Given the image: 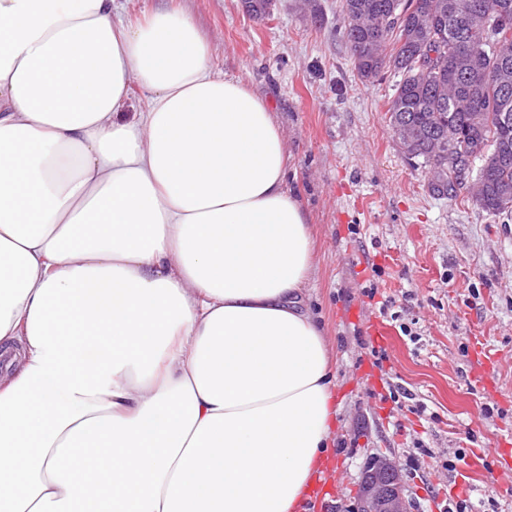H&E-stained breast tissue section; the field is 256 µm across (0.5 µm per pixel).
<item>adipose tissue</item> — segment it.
Returning <instances> with one entry per match:
<instances>
[{
	"label": "adipose tissue",
	"instance_id": "adipose-tissue-1",
	"mask_svg": "<svg viewBox=\"0 0 512 512\" xmlns=\"http://www.w3.org/2000/svg\"><path fill=\"white\" fill-rule=\"evenodd\" d=\"M287 162L184 11L0 0V512H299L339 405Z\"/></svg>",
	"mask_w": 512,
	"mask_h": 512
}]
</instances>
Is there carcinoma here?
Here are the masks:
<instances>
[{
	"label": "carcinoma",
	"mask_w": 512,
	"mask_h": 512,
	"mask_svg": "<svg viewBox=\"0 0 512 512\" xmlns=\"http://www.w3.org/2000/svg\"><path fill=\"white\" fill-rule=\"evenodd\" d=\"M502 0H342V38L359 75L375 79L385 70L400 77L389 101L393 128L422 134L411 158L421 157L436 179L448 175V159L469 145L478 189L474 206L490 216L512 217V9L500 18L506 45H480L477 62L466 52L479 42L480 18ZM436 47L431 66L422 48Z\"/></svg>",
	"instance_id": "1"
}]
</instances>
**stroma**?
I'll return each instance as SVG.
<instances>
[{
	"mask_svg": "<svg viewBox=\"0 0 512 512\" xmlns=\"http://www.w3.org/2000/svg\"><path fill=\"white\" fill-rule=\"evenodd\" d=\"M169 3L205 33L214 68L266 102L285 141L288 184L317 246L309 305L336 357L340 412L321 483L333 512H352L376 453L396 462L413 512L474 492L484 512H512V218L481 212L464 190L452 201L433 194L390 125L393 72L357 73L341 0H273L262 20L242 0L128 9ZM373 286L391 297L390 314L366 297ZM378 317L391 334L381 348L369 332ZM393 389L405 398L390 399ZM474 448L486 451L481 469H444Z\"/></svg>",
	"mask_w": 512,
	"mask_h": 512,
	"instance_id": "1",
	"label": "stroma"
}]
</instances>
